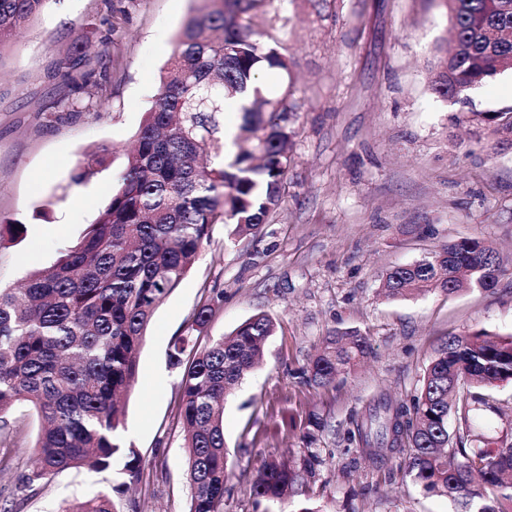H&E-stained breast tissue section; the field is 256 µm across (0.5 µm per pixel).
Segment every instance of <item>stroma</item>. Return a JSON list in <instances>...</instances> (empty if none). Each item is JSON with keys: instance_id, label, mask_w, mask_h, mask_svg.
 I'll list each match as a JSON object with an SVG mask.
<instances>
[{"instance_id": "stroma-1", "label": "stroma", "mask_w": 512, "mask_h": 512, "mask_svg": "<svg viewBox=\"0 0 512 512\" xmlns=\"http://www.w3.org/2000/svg\"><path fill=\"white\" fill-rule=\"evenodd\" d=\"M196 0H48L0 55V221L25 233L0 248V287L50 265L78 241L110 198L125 153L156 91L173 36ZM291 62L298 88L285 198L257 238L230 243L223 225L145 331L136 380L123 400L124 442L145 462L140 484L112 494L111 471L71 470L19 491L33 465L40 422L19 405L0 426V506L58 512L66 502L111 494L115 512H188L180 370L167 353L201 305L214 304L207 337L263 311L276 323L261 364L227 395L224 436L238 452L224 512H296L298 498L255 501L262 461L314 450L320 464L306 491L323 512H463L430 496L397 460L372 465L351 439L379 395L406 401L451 335L512 333V144L470 122L474 112L512 109V72L490 78L469 101L443 100L429 82L437 49L451 45L444 0H267L254 19ZM91 67L62 70L77 38ZM105 85L89 100L85 83ZM105 166L82 182L88 153ZM78 208L70 222L66 214ZM461 238L492 243L507 268L490 292L440 291L405 300L380 292L396 265ZM368 337L372 353L327 387L299 369L336 329ZM484 433L512 442V382L491 392ZM328 426L306 448L309 414Z\"/></svg>"}]
</instances>
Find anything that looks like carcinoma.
<instances>
[{
  "label": "carcinoma",
  "mask_w": 512,
  "mask_h": 512,
  "mask_svg": "<svg viewBox=\"0 0 512 512\" xmlns=\"http://www.w3.org/2000/svg\"><path fill=\"white\" fill-rule=\"evenodd\" d=\"M49 0H0V53ZM176 36L151 105L127 153L112 196L79 241L18 288H0V419L20 402L40 418L30 489L43 479L124 459L122 493L141 481L143 458L125 445L121 397L133 386L145 330L158 303L192 269L215 224L236 243L254 235L280 207L297 111L291 65L253 17L267 0H202ZM454 46L437 59L432 90L451 98L459 84H483L512 71V0H445ZM275 71V88L260 74ZM241 100L243 137L224 154V107ZM470 120L512 136V112H474ZM505 268L483 240L463 238L420 261L389 270L385 296L407 299L441 290L492 291ZM214 308L200 306L168 352L182 370L178 410L192 487L189 512H223L234 460L224 437V394L263 354L276 324L258 312L204 346ZM354 329L335 330L302 371L325 387L370 352ZM512 381V334L483 330L451 336L425 368L408 402L381 397L356 423L361 453L375 463L384 445L427 493L462 502L468 512H512V444L475 448L470 413L489 406L484 390ZM456 414L465 431L450 438ZM326 423L308 419L314 444ZM308 451L293 465L265 462L251 494L278 502L316 476ZM61 512H114L104 494Z\"/></svg>",
  "instance_id": "obj_1"
}]
</instances>
